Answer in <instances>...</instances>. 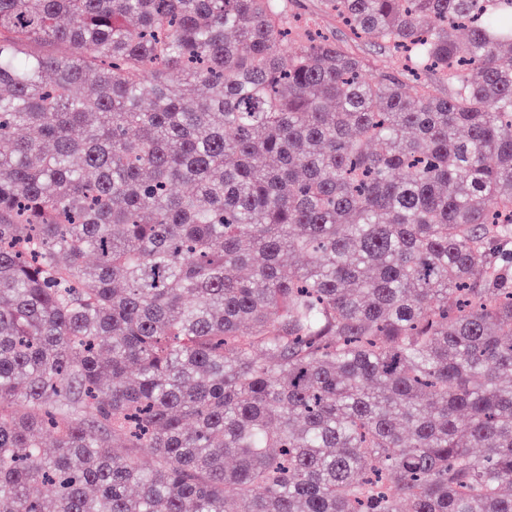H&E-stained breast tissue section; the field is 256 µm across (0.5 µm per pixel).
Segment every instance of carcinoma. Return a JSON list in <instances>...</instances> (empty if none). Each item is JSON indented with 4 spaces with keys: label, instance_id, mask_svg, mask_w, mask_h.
I'll use <instances>...</instances> for the list:
<instances>
[{
    "label": "carcinoma",
    "instance_id": "obj_1",
    "mask_svg": "<svg viewBox=\"0 0 512 512\" xmlns=\"http://www.w3.org/2000/svg\"><path fill=\"white\" fill-rule=\"evenodd\" d=\"M325 4L0 0V512H512V0ZM285 1L287 3L288 12L311 21L321 32L335 38L340 44L347 45L359 54L369 57L385 58L387 55L383 50L378 49V47L355 41L348 30L337 21L336 16L325 10L321 0Z\"/></svg>",
    "mask_w": 512,
    "mask_h": 512
}]
</instances>
